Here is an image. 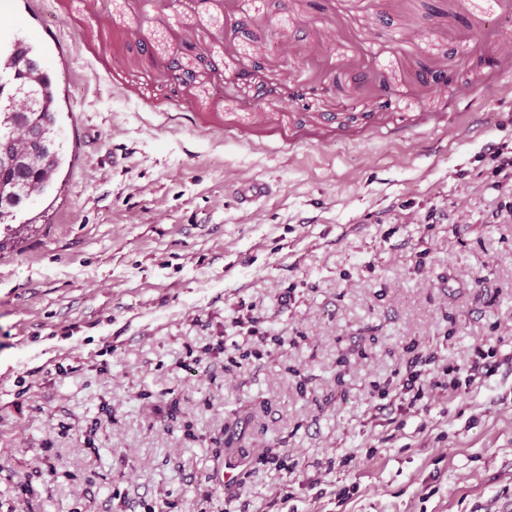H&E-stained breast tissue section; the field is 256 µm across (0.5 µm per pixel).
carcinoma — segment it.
I'll list each match as a JSON object with an SVG mask.
<instances>
[{"mask_svg":"<svg viewBox=\"0 0 512 512\" xmlns=\"http://www.w3.org/2000/svg\"><path fill=\"white\" fill-rule=\"evenodd\" d=\"M19 53L14 68L23 69L33 55L32 44L25 37H16ZM21 82L29 85L35 94L38 111L28 116V120L39 122L42 117L55 112V91L52 80L38 75L32 69L28 73L19 74ZM24 134L20 121L9 112L0 110V142L11 138H20ZM44 146L36 159L29 174V181L21 184L9 172H0V223L13 214V206L22 195L42 193L48 189L52 176L59 167L62 155L54 133V123L46 125L43 132Z\"/></svg>","mask_w":512,"mask_h":512,"instance_id":"cac0c4a2","label":"carcinoma"}]
</instances>
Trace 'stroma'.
I'll return each instance as SVG.
<instances>
[{"label":"stroma","mask_w":512,"mask_h":512,"mask_svg":"<svg viewBox=\"0 0 512 512\" xmlns=\"http://www.w3.org/2000/svg\"><path fill=\"white\" fill-rule=\"evenodd\" d=\"M0 6L63 153L0 223V512H512V0ZM441 386L438 382H429L422 378L421 370L406 371V377L400 381L398 385V395L402 399L400 407L405 404L407 409L415 407L418 402L424 400L428 394V388L430 386L438 387Z\"/></svg>","instance_id":"stroma-1"}]
</instances>
